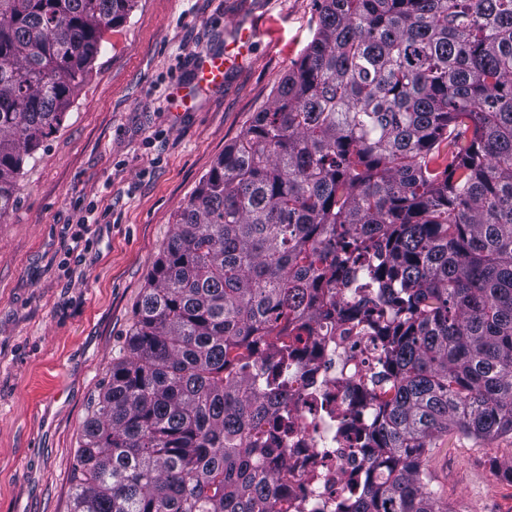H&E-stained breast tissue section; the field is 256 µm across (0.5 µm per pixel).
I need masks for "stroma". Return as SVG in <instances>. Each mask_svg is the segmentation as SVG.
Wrapping results in <instances>:
<instances>
[{
	"label": "stroma",
	"instance_id": "35a3bbf8",
	"mask_svg": "<svg viewBox=\"0 0 512 512\" xmlns=\"http://www.w3.org/2000/svg\"><path fill=\"white\" fill-rule=\"evenodd\" d=\"M315 0H138L0 220V512H70L82 425L180 207L301 59ZM220 94L174 111L191 54L237 55ZM88 248L74 251L76 236ZM426 465L449 512H512V436L443 437Z\"/></svg>",
	"mask_w": 512,
	"mask_h": 512
}]
</instances>
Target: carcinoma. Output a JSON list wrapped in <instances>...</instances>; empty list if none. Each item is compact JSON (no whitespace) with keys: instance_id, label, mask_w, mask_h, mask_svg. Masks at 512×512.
<instances>
[{"instance_id":"cac0c4a2","label":"carcinoma","mask_w":512,"mask_h":512,"mask_svg":"<svg viewBox=\"0 0 512 512\" xmlns=\"http://www.w3.org/2000/svg\"><path fill=\"white\" fill-rule=\"evenodd\" d=\"M271 104L178 212L128 355L87 418L71 512H271L273 394L253 342L296 344L323 281L387 299L376 481L348 512H447L425 454L512 434V0H315ZM137 0H0V218Z\"/></svg>"}]
</instances>
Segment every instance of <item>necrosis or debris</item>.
I'll list each match as a JSON object with an SVG mask.
<instances>
[{
	"label": "necrosis or debris",
	"mask_w": 512,
	"mask_h": 512,
	"mask_svg": "<svg viewBox=\"0 0 512 512\" xmlns=\"http://www.w3.org/2000/svg\"><path fill=\"white\" fill-rule=\"evenodd\" d=\"M323 293L324 307L332 314L326 327L286 354L263 346L249 371L259 386L266 369L282 360L288 365L281 387L287 424L273 426L277 452L263 462L268 472L281 478L274 512H345L362 485L374 477L367 444L381 415L367 374L378 365L382 339L338 314L377 299L380 291L357 293L330 285Z\"/></svg>",
	"instance_id": "obj_1"
}]
</instances>
